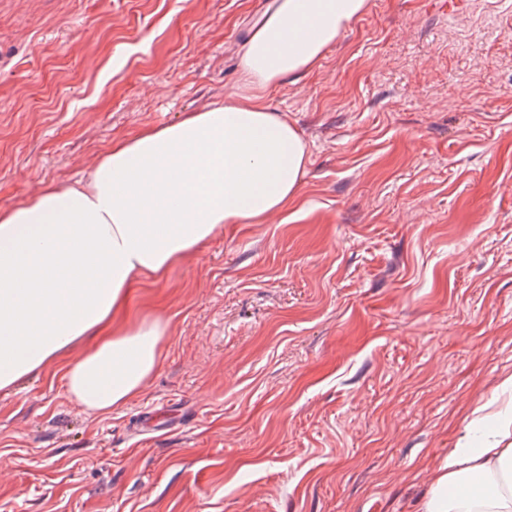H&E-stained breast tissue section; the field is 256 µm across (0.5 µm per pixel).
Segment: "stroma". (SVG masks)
Instances as JSON below:
<instances>
[{
    "mask_svg": "<svg viewBox=\"0 0 512 512\" xmlns=\"http://www.w3.org/2000/svg\"><path fill=\"white\" fill-rule=\"evenodd\" d=\"M368 0L271 89L297 200L228 224L130 319L163 360L107 415L0 394V512H416L512 373V0ZM273 0H0V208L227 100Z\"/></svg>",
    "mask_w": 512,
    "mask_h": 512,
    "instance_id": "1",
    "label": "stroma"
}]
</instances>
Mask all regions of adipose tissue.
<instances>
[{"label":"adipose tissue","instance_id":"1","mask_svg":"<svg viewBox=\"0 0 512 512\" xmlns=\"http://www.w3.org/2000/svg\"><path fill=\"white\" fill-rule=\"evenodd\" d=\"M368 0H275L239 50L229 100L112 142L75 184L0 210V393L60 362L70 398L107 414L145 386L169 322L127 321L132 295L159 282L224 225L250 224L299 194L307 148L264 94L308 73ZM419 512H512V490L480 485L512 468V405L473 411Z\"/></svg>","mask_w":512,"mask_h":512}]
</instances>
